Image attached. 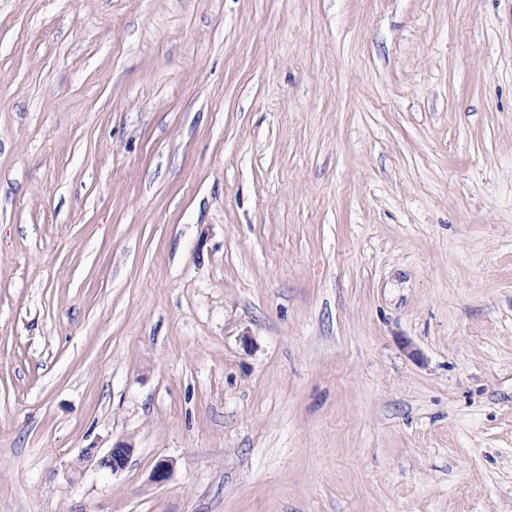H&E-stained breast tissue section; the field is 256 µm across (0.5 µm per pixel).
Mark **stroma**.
<instances>
[{"mask_svg": "<svg viewBox=\"0 0 512 512\" xmlns=\"http://www.w3.org/2000/svg\"><path fill=\"white\" fill-rule=\"evenodd\" d=\"M0 512H512V0H0ZM134 448L129 444H112V447L98 459L97 465L109 469L112 473L118 472L128 464Z\"/></svg>", "mask_w": 512, "mask_h": 512, "instance_id": "35a3bbf8", "label": "stroma"}]
</instances>
